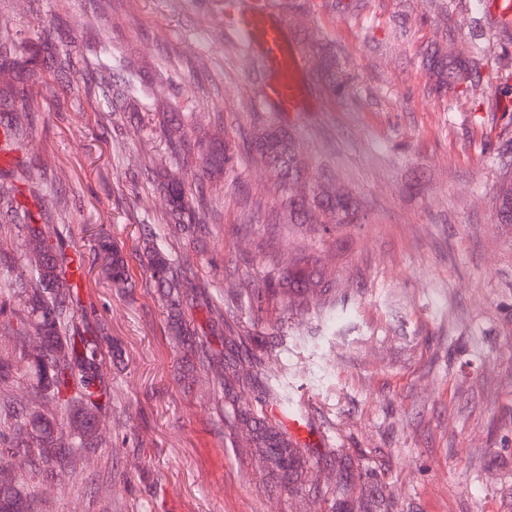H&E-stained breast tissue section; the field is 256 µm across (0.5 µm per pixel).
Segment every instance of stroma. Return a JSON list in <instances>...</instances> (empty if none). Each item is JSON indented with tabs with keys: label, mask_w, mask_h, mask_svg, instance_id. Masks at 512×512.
I'll return each instance as SVG.
<instances>
[{
	"label": "stroma",
	"mask_w": 512,
	"mask_h": 512,
	"mask_svg": "<svg viewBox=\"0 0 512 512\" xmlns=\"http://www.w3.org/2000/svg\"><path fill=\"white\" fill-rule=\"evenodd\" d=\"M256 0H0V34L26 42L39 91L27 113L0 66V116L21 128L48 234L85 263L78 309L107 323L120 350L106 443L75 472L23 480L38 512H331L335 459L352 465V498L389 512H512V224L494 198L512 172V28L492 0H266L307 86L303 111L263 97L272 71L230 23ZM330 43L350 77L332 92L304 52ZM480 58L472 83L441 94L431 47ZM134 74L148 95L118 94ZM179 111H171L172 103ZM274 119L290 129L318 184L356 196L365 215L330 234L291 223L287 191L239 152L234 177H203L181 141L243 144ZM205 197L195 232L170 228L157 172ZM0 167V287L27 273ZM152 225L203 299L186 311L207 329L223 300L236 334L263 336L262 370L236 393L255 416L311 431L308 472L284 488L231 429L220 392L191 383L169 343L166 306L141 259ZM121 249L133 286L101 274L100 233ZM328 290L309 306L280 298L255 323L248 293L299 256Z\"/></svg>",
	"instance_id": "stroma-1"
}]
</instances>
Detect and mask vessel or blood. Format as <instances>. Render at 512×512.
I'll return each mask as SVG.
<instances>
[{
  "label": "vessel or blood",
  "instance_id": "1",
  "mask_svg": "<svg viewBox=\"0 0 512 512\" xmlns=\"http://www.w3.org/2000/svg\"><path fill=\"white\" fill-rule=\"evenodd\" d=\"M233 25L247 43L259 46L261 64L275 72L274 80L265 88L266 94L284 111H300L307 89L299 77L295 57L280 27L269 21L260 10L237 14Z\"/></svg>",
  "mask_w": 512,
  "mask_h": 512
}]
</instances>
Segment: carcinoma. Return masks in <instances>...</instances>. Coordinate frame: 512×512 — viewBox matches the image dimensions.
<instances>
[{"label":"carcinoma","instance_id":"obj_1","mask_svg":"<svg viewBox=\"0 0 512 512\" xmlns=\"http://www.w3.org/2000/svg\"><path fill=\"white\" fill-rule=\"evenodd\" d=\"M22 47L23 43L16 40L9 45L0 43V59L10 60L19 81L23 80L31 63L29 59L18 57ZM318 63L330 78H336V55L331 49H320ZM427 66L439 84L458 87L476 74L477 59L448 60L433 52L427 56ZM0 129L8 144L21 147L23 134L11 120L0 123ZM253 141L271 144L268 150L258 151L259 158L276 170L281 182L303 174L292 138H280L268 126L260 129ZM234 159L229 146L221 144L206 154L207 172L229 174L234 171ZM158 186L169 198L175 229L188 230L202 222L200 212L185 200L183 183L162 178ZM288 209L297 224H318L327 230L347 223L344 205L318 193L298 205L288 202ZM14 213L23 221L21 228L29 251L43 255V259L42 265L30 273L29 284L20 287L27 319H17L16 312L5 303L0 305V316L3 326L12 331L16 369L24 370L36 381L40 409L19 412L14 432L0 433V512H32L34 505L20 491L11 461L26 462L30 466L28 477L33 480L55 468L61 474L72 472L76 454H87L102 447L103 439L90 420L112 401V385L103 366L113 351L104 336L103 325L81 328L75 322L74 306L84 274L82 256L71 260L65 257L59 241L47 235L44 225L40 224L42 213H35L19 202L15 203ZM496 217L501 224H512L511 177L503 179L497 189ZM142 239L152 278L163 287L167 298L173 343L183 352L186 362L231 402L234 424L251 434L255 453L268 471L292 483L301 476L306 465L302 449L277 423L260 422L249 408L239 404L238 395L227 388L224 348L215 346L214 341L231 343L240 356L257 368L263 366V360L251 353L250 339L232 336L233 329L217 304L206 303L210 329L206 334H199L184 318V300L188 299L187 289L191 285L188 269L175 265L166 256L152 229H143ZM98 247L103 254L107 278L118 288L129 287L124 260L110 237L101 234ZM318 285V271L309 264V258L302 257L288 270L286 288L266 279L262 286L251 289V307L255 316H260L264 301L280 291L300 299L298 306L302 307L306 304L302 296ZM36 336L43 337V344L31 349L29 344ZM58 410L66 420L63 426L53 417ZM61 448H68L70 452L62 456ZM335 506L336 512H380L376 503L356 504L343 492L336 498Z\"/></svg>","mask_w":512,"mask_h":512}]
</instances>
